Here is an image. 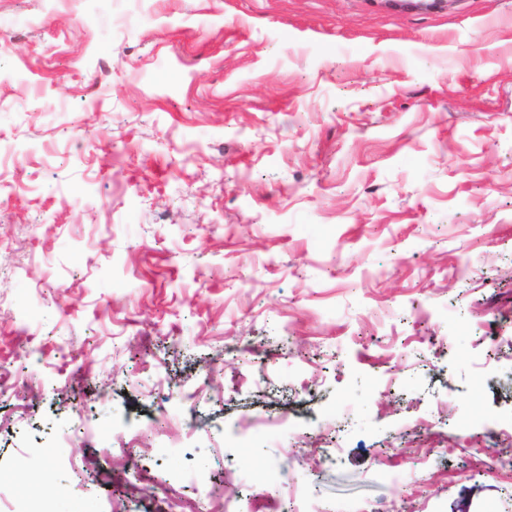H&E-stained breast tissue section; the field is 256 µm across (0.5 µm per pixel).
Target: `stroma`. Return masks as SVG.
<instances>
[{
    "label": "stroma",
    "instance_id": "1",
    "mask_svg": "<svg viewBox=\"0 0 512 512\" xmlns=\"http://www.w3.org/2000/svg\"><path fill=\"white\" fill-rule=\"evenodd\" d=\"M126 7L0 0L10 497L512 512V0ZM136 435H132L130 430L117 431L114 428L110 430L104 437H101L98 433L90 430L86 433L83 446L84 448H94L95 444L100 441H112V445H118L119 448H130V445L134 442ZM126 438L128 440L126 441Z\"/></svg>",
    "mask_w": 512,
    "mask_h": 512
}]
</instances>
